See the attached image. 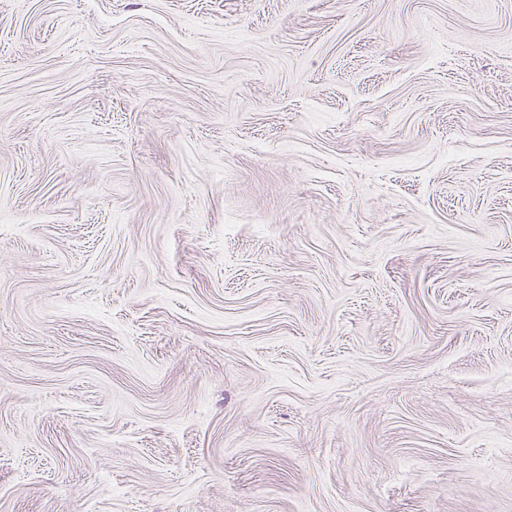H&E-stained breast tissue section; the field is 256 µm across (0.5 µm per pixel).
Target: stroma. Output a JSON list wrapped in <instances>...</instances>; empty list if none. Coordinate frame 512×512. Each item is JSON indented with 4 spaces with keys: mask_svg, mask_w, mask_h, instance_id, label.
Masks as SVG:
<instances>
[{
    "mask_svg": "<svg viewBox=\"0 0 512 512\" xmlns=\"http://www.w3.org/2000/svg\"><path fill=\"white\" fill-rule=\"evenodd\" d=\"M0 512H512V0H0Z\"/></svg>",
    "mask_w": 512,
    "mask_h": 512,
    "instance_id": "35a3bbf8",
    "label": "stroma"
}]
</instances>
